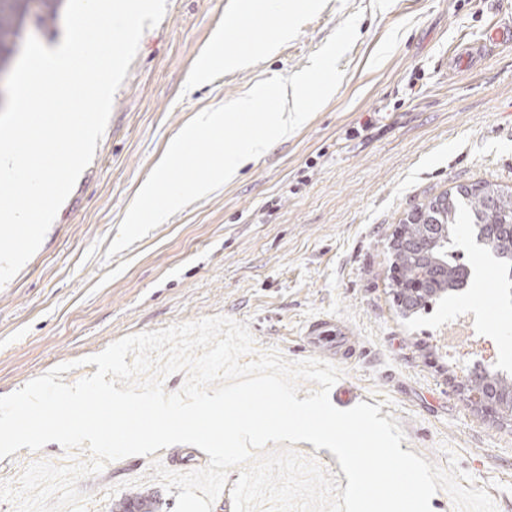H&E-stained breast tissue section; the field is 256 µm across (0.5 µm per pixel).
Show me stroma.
<instances>
[{"mask_svg":"<svg viewBox=\"0 0 512 512\" xmlns=\"http://www.w3.org/2000/svg\"><path fill=\"white\" fill-rule=\"evenodd\" d=\"M237 2L168 0L145 31L91 163L40 248L0 287V396L67 362L60 379L75 383L97 370L86 357L125 335L215 315L247 323L256 352L320 360L327 350L307 336L328 321L357 345L337 363L350 399L336 408L381 404L404 431L402 450L456 466L497 512H512V421L462 393L483 368L512 377V282L464 239L461 261L481 285L405 316L389 253L400 219L428 198L476 182L512 189V43L486 45L464 70L452 58L498 21L504 0H319L309 11L277 0L271 16ZM356 12L345 76L322 108L236 179L108 255L139 185L198 112L308 67ZM276 22L291 34L273 52L235 70L211 66L216 30L231 26L230 51ZM467 322L472 338L449 346V327ZM79 487L86 512H110L132 489L154 494L160 512L176 506L146 456Z\"/></svg>","mask_w":512,"mask_h":512,"instance_id":"1","label":"stroma"}]
</instances>
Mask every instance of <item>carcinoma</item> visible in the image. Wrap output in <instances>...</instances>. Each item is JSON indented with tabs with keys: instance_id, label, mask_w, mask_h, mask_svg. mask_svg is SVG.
Instances as JSON below:
<instances>
[{
	"instance_id": "1",
	"label": "carcinoma",
	"mask_w": 512,
	"mask_h": 512,
	"mask_svg": "<svg viewBox=\"0 0 512 512\" xmlns=\"http://www.w3.org/2000/svg\"><path fill=\"white\" fill-rule=\"evenodd\" d=\"M30 0H0V63L9 64L19 49L21 31L33 23L46 28L55 23L64 0H38L37 10H31ZM426 215L438 224L447 225V242L431 239L425 224H413L404 219L402 231L391 241L392 267L396 272L395 288L402 289L421 267L428 269L429 279L425 291L403 294L405 311L415 313L445 294L467 286L466 265L460 263L454 240L462 235L461 225L481 221L500 225L489 236L488 249L509 264L508 279L512 280V191L489 183L461 186L454 192H446L429 200ZM490 385L496 386L501 395L512 394V378L481 369L471 380V389L484 392ZM111 512H158L153 496L142 491H129L112 502Z\"/></svg>"
}]
</instances>
